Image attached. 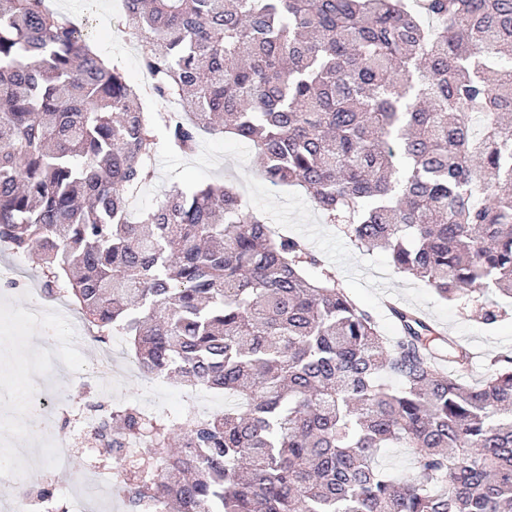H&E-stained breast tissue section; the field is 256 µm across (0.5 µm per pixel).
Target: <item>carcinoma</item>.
Here are the masks:
<instances>
[{
  "instance_id": "1",
  "label": "carcinoma",
  "mask_w": 512,
  "mask_h": 512,
  "mask_svg": "<svg viewBox=\"0 0 512 512\" xmlns=\"http://www.w3.org/2000/svg\"><path fill=\"white\" fill-rule=\"evenodd\" d=\"M126 3L177 115L146 112L45 0H0V241L39 255L45 291L124 337L143 375L228 400L112 409L96 436L118 460L137 444L128 512H512L511 354L471 383L470 352L415 310L381 336L231 185L127 217L157 129L183 154L228 134L396 272L445 300L512 298V0ZM379 461L400 475L409 474L413 467L412 457L405 448H388Z\"/></svg>"
}]
</instances>
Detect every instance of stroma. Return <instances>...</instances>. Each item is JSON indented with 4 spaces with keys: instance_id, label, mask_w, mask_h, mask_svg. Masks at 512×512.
Listing matches in <instances>:
<instances>
[{
    "instance_id": "1",
    "label": "stroma",
    "mask_w": 512,
    "mask_h": 512,
    "mask_svg": "<svg viewBox=\"0 0 512 512\" xmlns=\"http://www.w3.org/2000/svg\"><path fill=\"white\" fill-rule=\"evenodd\" d=\"M62 7L75 12V20L87 38H104L106 31L126 28L128 21L121 8L122 0H58ZM229 183L255 209L263 212L276 232L302 240L309 251L321 261L320 268H308L310 277L321 271L334 274L342 288L375 317L381 335L394 338L398 329L385 303L395 300L415 308L442 333L447 343L472 347L476 355L474 368L465 372L467 381L481 380L491 372V359L503 352H512V301H506L507 313L492 325L482 319L485 296L475 294L461 301L441 299L433 288L411 276L393 272L385 252L359 250L341 232L339 225L325 223L320 212L299 189L273 186L261 176L253 148L221 135H205L194 153L181 156L171 153L165 145L155 152L154 176L132 199V212L153 208L165 190L189 189L212 183ZM20 263L22 281L14 285L0 284V312L9 311L12 322L0 329V344L13 347V362H0V388L12 393L13 402L0 410L9 419L20 417L16 401L23 398V378L31 364L29 349L39 340V324L28 319L32 296L27 279L36 277L39 260L36 255L0 252V267ZM57 336L69 339L76 363L111 352L113 356L110 389H91L75 378L57 377L56 392L64 398V415L57 421L55 438L72 440L75 453L67 467L58 468L37 452L11 456V463L25 472L27 486L37 491L51 489L56 499L66 505H78L82 512H119L116 489L122 473L121 465L112 459L107 448L100 445L89 431L76 423L79 414L89 405L118 406L141 400L147 383L136 366L130 365L128 345L124 340L96 342L69 337L66 325H59Z\"/></svg>"
}]
</instances>
